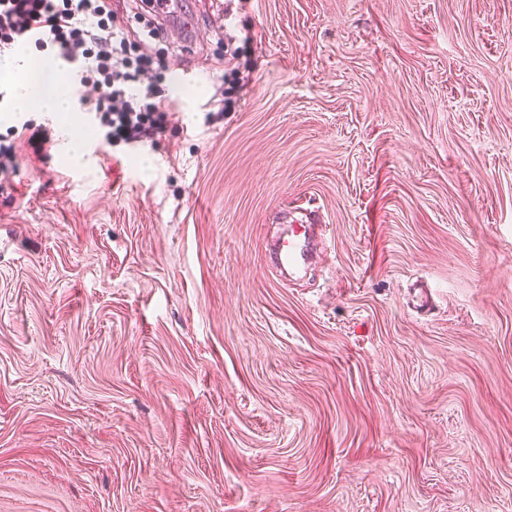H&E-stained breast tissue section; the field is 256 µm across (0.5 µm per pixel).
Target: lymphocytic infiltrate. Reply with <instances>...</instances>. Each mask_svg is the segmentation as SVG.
Masks as SVG:
<instances>
[{"instance_id":"1","label":"lymphocytic infiltrate","mask_w":512,"mask_h":512,"mask_svg":"<svg viewBox=\"0 0 512 512\" xmlns=\"http://www.w3.org/2000/svg\"><path fill=\"white\" fill-rule=\"evenodd\" d=\"M35 47L64 62L78 101L94 112L106 145L157 142L169 103L144 77L159 59L125 37L112 0H0V56ZM140 85L132 96V85Z\"/></svg>"}]
</instances>
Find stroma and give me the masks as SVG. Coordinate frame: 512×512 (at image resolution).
Masks as SVG:
<instances>
[{
	"label": "stroma",
	"instance_id": "1",
	"mask_svg": "<svg viewBox=\"0 0 512 512\" xmlns=\"http://www.w3.org/2000/svg\"><path fill=\"white\" fill-rule=\"evenodd\" d=\"M188 3L156 144L0 74V512H512V0ZM12 133L13 136H17L18 138L27 136L28 143L31 145H38L40 147L49 143L52 136L50 128L42 125H34L29 122L23 123L20 131L18 128L13 129ZM4 142V143H2ZM0 141V191L13 189L12 178L16 173V146L14 142ZM311 224H291L288 235L283 238L277 248L278 265L291 274L306 266L309 256L308 229Z\"/></svg>",
	"mask_w": 512,
	"mask_h": 512
}]
</instances>
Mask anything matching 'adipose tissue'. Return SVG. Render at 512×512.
<instances>
[{
	"instance_id": "1",
	"label": "adipose tissue",
	"mask_w": 512,
	"mask_h": 512,
	"mask_svg": "<svg viewBox=\"0 0 512 512\" xmlns=\"http://www.w3.org/2000/svg\"><path fill=\"white\" fill-rule=\"evenodd\" d=\"M16 76L14 97L20 110L29 112H62L70 105L69 92L57 78L54 67L32 65L26 57L17 56L0 65Z\"/></svg>"
}]
</instances>
